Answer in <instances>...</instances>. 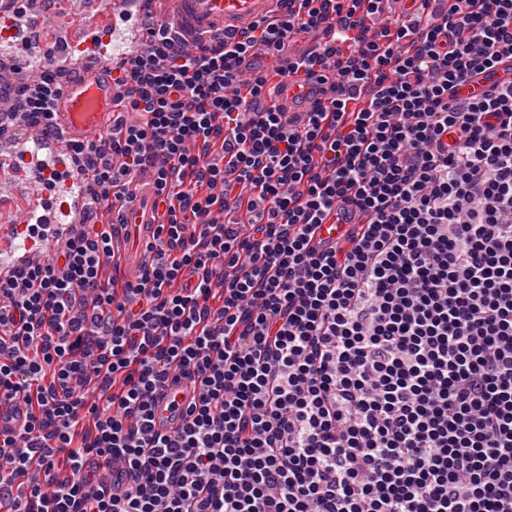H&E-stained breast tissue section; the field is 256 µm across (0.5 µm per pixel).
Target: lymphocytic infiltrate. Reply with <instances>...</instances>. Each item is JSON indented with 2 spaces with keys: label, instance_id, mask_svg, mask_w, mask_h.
<instances>
[{
  "label": "lymphocytic infiltrate",
  "instance_id": "1",
  "mask_svg": "<svg viewBox=\"0 0 512 512\" xmlns=\"http://www.w3.org/2000/svg\"><path fill=\"white\" fill-rule=\"evenodd\" d=\"M379 3L279 0L191 44L146 11L148 51L115 63L138 122L66 149L87 228L0 270V408L27 409L0 512H512V0L377 29ZM321 71L290 119L273 80ZM62 85L0 83V134L49 132ZM144 178L152 260L104 277L98 212ZM340 206L360 223L315 243ZM173 376L198 399L162 433Z\"/></svg>",
  "mask_w": 512,
  "mask_h": 512
}]
</instances>
